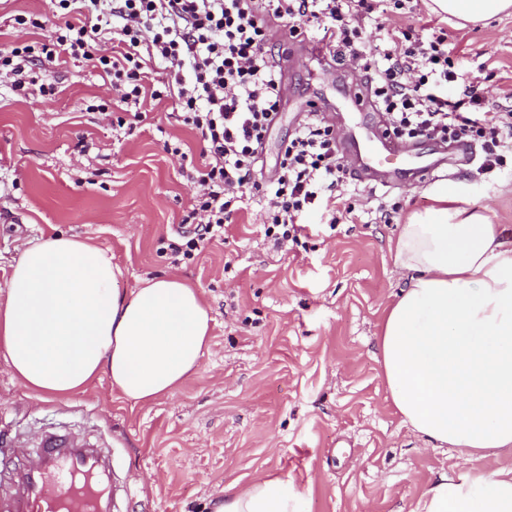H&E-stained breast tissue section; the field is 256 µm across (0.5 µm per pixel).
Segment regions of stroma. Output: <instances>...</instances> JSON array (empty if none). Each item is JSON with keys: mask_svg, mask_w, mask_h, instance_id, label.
<instances>
[{"mask_svg": "<svg viewBox=\"0 0 512 512\" xmlns=\"http://www.w3.org/2000/svg\"><path fill=\"white\" fill-rule=\"evenodd\" d=\"M49 0H0V43L41 46L57 17ZM33 13L43 30L15 28ZM459 68L478 79L488 117L512 106V14L488 24L441 19ZM286 76L288 103L269 132L265 172L316 107L344 137L357 116L341 91L356 78L336 73L299 45ZM55 98L0 83V290L30 244L74 236L124 270L127 292L141 280L173 275L197 288L211 321L201 367L172 393L132 404L101 377L64 398L39 397L0 358V461L16 463L15 436L67 430L112 451L117 512H213L226 485L276 475L298 494L302 512H413L440 476L459 479L512 468V451L477 459L436 448L406 424L381 374L377 337L385 310L409 274L391 251L400 226L434 207V185L462 190L456 207L485 214L512 236V139L508 166L483 172L481 140L469 158L426 181L385 187L363 182L342 191L335 215L310 213L297 242L264 235L257 204L236 213L222 240L173 262L190 206L182 176L201 151L171 116L170 103H144L142 127L101 110L112 96L100 69L85 62L36 66ZM182 142V155L164 142Z\"/></svg>", "mask_w": 512, "mask_h": 512, "instance_id": "1", "label": "stroma"}]
</instances>
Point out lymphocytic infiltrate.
<instances>
[{
    "mask_svg": "<svg viewBox=\"0 0 512 512\" xmlns=\"http://www.w3.org/2000/svg\"><path fill=\"white\" fill-rule=\"evenodd\" d=\"M64 22L41 50L0 48V74L23 90L37 55L51 64L86 60L109 77L117 105L144 99L173 100L177 118L203 143L201 162L188 180L195 193L183 221L175 257L192 258L201 244L224 231L240 203L265 204L264 234L283 244L297 240L315 208H335L336 192L350 172L336 137L319 113H307L293 138L282 141L276 169L256 178L269 129L283 108L282 59L268 48L275 35L304 42L308 25L320 37L316 51L363 73L378 111L395 139H483L484 169L504 165L496 148L512 138V113L488 122L475 83L463 79L444 28L392 26L380 21L378 0H56ZM122 19L113 27V19ZM374 27L385 49L365 52ZM110 51L96 54L97 42ZM160 62L165 77L154 84L147 67ZM457 87L459 99L448 97Z\"/></svg>",
    "mask_w": 512,
    "mask_h": 512,
    "instance_id": "lymphocytic-infiltrate-1",
    "label": "lymphocytic infiltrate"
}]
</instances>
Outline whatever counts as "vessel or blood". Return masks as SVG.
Instances as JSON below:
<instances>
[{
    "label": "vessel or blood",
    "instance_id": "1",
    "mask_svg": "<svg viewBox=\"0 0 512 512\" xmlns=\"http://www.w3.org/2000/svg\"><path fill=\"white\" fill-rule=\"evenodd\" d=\"M352 148L372 168L381 154L402 156L415 165L419 178L429 177L436 163L415 164L411 145L385 133L351 138ZM34 461L11 471L13 495L0 500V512H113L112 458L103 449L74 434L46 432L36 440Z\"/></svg>",
    "mask_w": 512,
    "mask_h": 512
}]
</instances>
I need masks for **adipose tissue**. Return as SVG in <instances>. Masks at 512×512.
Returning <instances> with one entry per match:
<instances>
[{"mask_svg": "<svg viewBox=\"0 0 512 512\" xmlns=\"http://www.w3.org/2000/svg\"><path fill=\"white\" fill-rule=\"evenodd\" d=\"M466 23L512 11V0H429ZM438 207L414 215L392 246L410 272L378 338L392 403L428 442L465 457L512 450V241L483 214ZM122 268L90 243L64 236L24 249L0 301V358L39 395L63 397L99 375L133 403L171 393L196 373L209 347V312L175 276L128 292ZM214 512H299L277 476L228 486ZM415 512H512V470L441 478Z\"/></svg>", "mask_w": 512, "mask_h": 512, "instance_id": "1", "label": "adipose tissue"}]
</instances>
